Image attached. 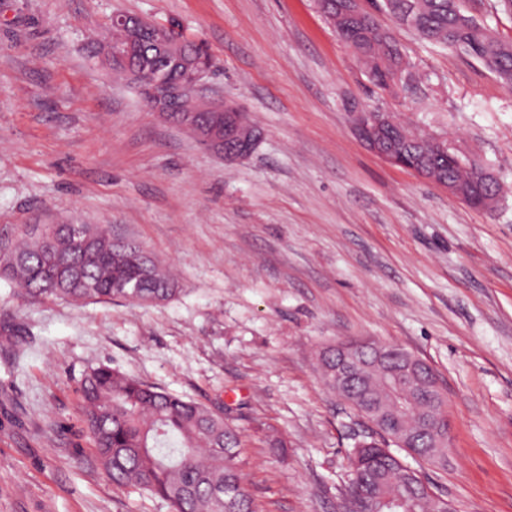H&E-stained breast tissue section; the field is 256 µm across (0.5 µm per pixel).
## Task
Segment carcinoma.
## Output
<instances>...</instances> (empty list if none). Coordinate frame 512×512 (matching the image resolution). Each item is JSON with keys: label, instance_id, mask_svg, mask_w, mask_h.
Listing matches in <instances>:
<instances>
[{"label": "carcinoma", "instance_id": "1", "mask_svg": "<svg viewBox=\"0 0 512 512\" xmlns=\"http://www.w3.org/2000/svg\"><path fill=\"white\" fill-rule=\"evenodd\" d=\"M377 9L420 38L456 49L486 63L505 84H512V42L464 14L461 0H377ZM336 33L355 51L366 74L393 93L397 73L412 66L390 30L365 13L359 21L341 20ZM387 151L404 153L435 170L437 180L460 186L481 203L496 187L484 182L477 162L461 165L442 150L431 134L404 123L386 132ZM51 246L31 237L0 252V278L34 298L74 302H108L115 298L159 303L175 297L178 282L157 259L131 239L112 237L108 228L84 225L88 245L81 246L67 225L50 224ZM317 366L330 391L336 350H318ZM378 368L362 371L348 395L351 410L369 389L386 404L396 429L416 437V447L398 448L383 437L363 436L349 456L351 512H372L380 499L418 485L421 473L401 465L400 454L429 463L448 462L445 424L439 422L438 399L424 388L392 398ZM82 413L93 450L112 482L166 502L170 512H255L244 487L242 439L233 422L193 400L149 385L115 368L99 365L81 383ZM402 512H448V499L410 496Z\"/></svg>", "mask_w": 512, "mask_h": 512}]
</instances>
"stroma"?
I'll return each mask as SVG.
<instances>
[{
    "instance_id": "stroma-1",
    "label": "stroma",
    "mask_w": 512,
    "mask_h": 512,
    "mask_svg": "<svg viewBox=\"0 0 512 512\" xmlns=\"http://www.w3.org/2000/svg\"><path fill=\"white\" fill-rule=\"evenodd\" d=\"M178 25L214 58L211 90L264 138L218 159L91 60L113 14ZM392 29L419 91L365 75L315 0H0V244L40 224H101L177 275L171 300L76 306L0 279V512H169L112 483L81 414L108 364L241 433L256 512H336L352 412L317 350L369 337L427 361L448 395L456 512H512V85ZM463 142L503 199L474 209L372 152L349 107ZM288 437L286 455L265 444Z\"/></svg>"
}]
</instances>
